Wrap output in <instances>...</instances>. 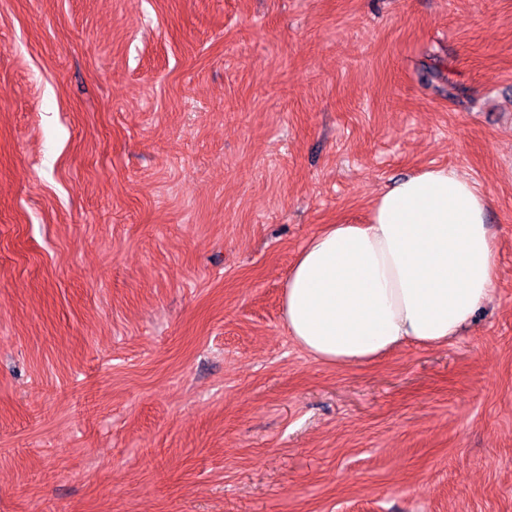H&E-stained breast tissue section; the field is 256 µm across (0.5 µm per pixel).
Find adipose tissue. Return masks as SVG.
<instances>
[{"label": "adipose tissue", "instance_id": "obj_1", "mask_svg": "<svg viewBox=\"0 0 512 512\" xmlns=\"http://www.w3.org/2000/svg\"><path fill=\"white\" fill-rule=\"evenodd\" d=\"M488 204L471 179L433 167L375 197L364 223L326 225L288 272L289 335L339 367L447 344L494 292Z\"/></svg>", "mask_w": 512, "mask_h": 512}]
</instances>
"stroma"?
I'll return each instance as SVG.
<instances>
[{
	"label": "stroma",
	"instance_id": "1",
	"mask_svg": "<svg viewBox=\"0 0 512 512\" xmlns=\"http://www.w3.org/2000/svg\"><path fill=\"white\" fill-rule=\"evenodd\" d=\"M431 166L494 294L315 360L300 249ZM0 512H512V0H0Z\"/></svg>",
	"mask_w": 512,
	"mask_h": 512
}]
</instances>
